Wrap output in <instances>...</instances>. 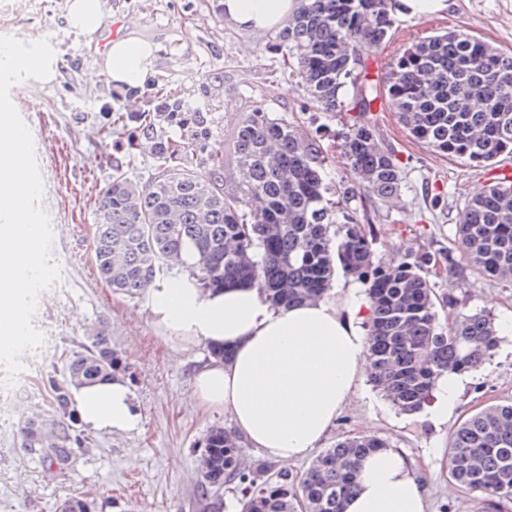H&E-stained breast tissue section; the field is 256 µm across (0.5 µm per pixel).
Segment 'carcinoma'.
I'll return each instance as SVG.
<instances>
[{
	"mask_svg": "<svg viewBox=\"0 0 512 512\" xmlns=\"http://www.w3.org/2000/svg\"><path fill=\"white\" fill-rule=\"evenodd\" d=\"M398 0H298L279 35L288 47L286 68L308 103L326 112H350L338 149L351 186L342 201L327 198L325 149L300 121L272 119L256 108L239 123L232 142L242 183L224 187V155H206L202 168L182 164L208 138V119L188 109L167 84L147 97L139 124L105 114L106 139L144 136L164 168L138 186L112 177L97 203L93 236L100 277L134 297L151 288L183 254L197 258L193 275L208 289L247 281L275 307L314 301L332 286L337 267L362 282L371 301L366 358L371 383L399 411L430 399L445 372H469L497 350L494 318L455 313L440 326L430 284L432 268L467 267L471 273L512 280V197L492 186L465 200L457 247L433 255L378 259L367 211L351 196L391 201L400 195L402 169L395 151L376 135L366 115L388 105L419 143L432 151L486 166L512 154V53L467 32L437 33L413 43L370 76L364 50L386 41ZM187 134L157 132V117ZM48 382L46 412L24 417L21 447L42 465H72L84 440L70 389L112 378L121 365L112 333L94 330L61 354ZM383 441L345 437L296 475L269 460L245 463L236 436L218 427L204 443V497L236 485L242 512H341L356 486L357 464ZM448 480L473 496L475 512H512V401L487 406L459 422L448 441ZM72 496L60 512H93Z\"/></svg>",
	"mask_w": 512,
	"mask_h": 512,
	"instance_id": "obj_1",
	"label": "carcinoma"
}]
</instances>
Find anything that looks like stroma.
I'll use <instances>...</instances> for the list:
<instances>
[{"label":"stroma","instance_id":"obj_1","mask_svg":"<svg viewBox=\"0 0 512 512\" xmlns=\"http://www.w3.org/2000/svg\"><path fill=\"white\" fill-rule=\"evenodd\" d=\"M219 0H106V18L132 26L159 45L147 87L177 88L191 109L207 112V151H223L238 123L260 108L275 118L301 117L304 131L332 154L322 176L332 190L348 185L345 162L332 146L347 124L342 112L309 107L307 95L283 65L287 49L279 29L246 31L229 24ZM438 14H398L392 38L368 53L378 70L421 37L460 29L512 51V0H447ZM67 0H0V43L17 35L46 39L59 51V78L34 93L12 87L11 100L31 131L43 181L42 205L54 233L52 258L58 282L38 302L33 326L42 346L24 362L26 380L0 386V512H59L68 497L82 495L94 512H205L200 496L198 458L209 430H232L226 413H202L185 398L196 369L212 358L206 344L188 349L167 344L155 325L147 295L117 293L96 273L93 232L96 204L112 176L124 173L144 186L162 169L145 141L136 144L99 135L103 109L131 114L129 92L112 87L96 60L111 40L103 28L95 41L71 31ZM380 140L391 146L403 170L395 203L355 197L352 207L367 209L378 232L376 257L392 253L432 254L456 245L462 203L494 182L496 164L477 167L462 157H443L411 138L392 110L377 113ZM439 297L440 325H447L445 296L458 310L486 311L495 322L512 313V281L439 269L431 278ZM108 326L112 345L127 370L122 378L140 414L131 431L83 429L88 451L65 473H50L20 446L19 423L46 408L43 378L60 364L63 349L83 341L96 327ZM494 355L468 373L456 410L436 425L427 411L396 410L362 378L336 425L323 441L334 446L346 435L385 440L412 463L426 487L429 512H473L470 498L447 476V449L455 425L488 404L512 399V335L500 334Z\"/></svg>","mask_w":512,"mask_h":512}]
</instances>
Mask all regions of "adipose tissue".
<instances>
[{"label":"adipose tissue","mask_w":512,"mask_h":512,"mask_svg":"<svg viewBox=\"0 0 512 512\" xmlns=\"http://www.w3.org/2000/svg\"><path fill=\"white\" fill-rule=\"evenodd\" d=\"M224 18L237 27L279 26L296 0H221ZM104 0H67V26L91 37L103 27ZM8 58L33 89L56 81L57 50L51 42L18 37L6 43ZM158 46L137 33L111 42L99 69L114 86L129 88L148 77ZM154 322L166 341L189 347L203 342L226 357L199 368L188 401L205 412H225L253 448L283 461L307 456L342 414L366 368L371 313L365 296L322 299L274 307L260 289L227 287L202 291L186 274L160 282L149 293ZM84 424L130 431L139 415L125 382L110 380L74 391ZM344 512H426L423 482L405 457L380 448L363 458L356 491Z\"/></svg>","instance_id":"1"}]
</instances>
